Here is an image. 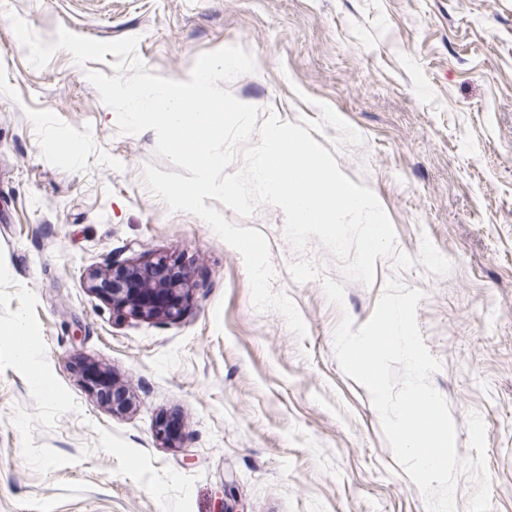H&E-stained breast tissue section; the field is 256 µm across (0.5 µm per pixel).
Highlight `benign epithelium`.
<instances>
[{
  "mask_svg": "<svg viewBox=\"0 0 512 512\" xmlns=\"http://www.w3.org/2000/svg\"><path fill=\"white\" fill-rule=\"evenodd\" d=\"M85 288L112 305L120 316L177 320L186 309L189 275L178 263L164 257L145 262L114 261L88 272ZM88 381L112 411L129 407L126 390L117 386L107 373L101 372Z\"/></svg>",
  "mask_w": 512,
  "mask_h": 512,
  "instance_id": "benign-epithelium-1",
  "label": "benign epithelium"
}]
</instances>
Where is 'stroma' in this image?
<instances>
[{
    "label": "stroma",
    "mask_w": 512,
    "mask_h": 512,
    "mask_svg": "<svg viewBox=\"0 0 512 512\" xmlns=\"http://www.w3.org/2000/svg\"><path fill=\"white\" fill-rule=\"evenodd\" d=\"M12 12L47 42L61 27L138 37L150 73L172 80L243 47L256 69L228 90L257 124L306 128L369 187L393 254L337 306L321 280H292L303 256L341 272L318 241L292 246L280 208L224 209L267 239L272 288L306 326L296 335L254 307L236 249L147 187V163L173 169L154 157L155 131L118 133L86 77L113 76L114 55L80 67L59 50L34 68ZM426 238L450 271H397ZM157 254L190 275L180 320L118 317L83 286L112 260ZM396 274L425 293L416 317L457 453L474 456L478 412L492 512H512V0H0V512H427L333 346L342 315L367 322ZM90 364L129 390V411L90 388ZM171 418L173 446L158 435Z\"/></svg>",
    "instance_id": "1"
}]
</instances>
